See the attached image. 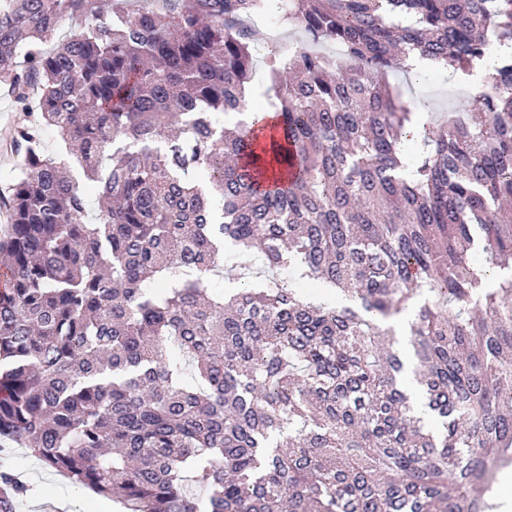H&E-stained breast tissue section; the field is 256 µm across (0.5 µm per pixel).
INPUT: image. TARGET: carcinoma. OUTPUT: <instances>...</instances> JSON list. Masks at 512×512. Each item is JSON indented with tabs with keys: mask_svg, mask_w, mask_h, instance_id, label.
I'll return each instance as SVG.
<instances>
[{
	"mask_svg": "<svg viewBox=\"0 0 512 512\" xmlns=\"http://www.w3.org/2000/svg\"><path fill=\"white\" fill-rule=\"evenodd\" d=\"M269 2L0 0V440L123 512H485L512 462V0H291L304 44L250 123ZM423 62L482 69L438 132L386 80ZM228 245L263 266L226 293ZM410 306L429 429L383 325Z\"/></svg>",
	"mask_w": 512,
	"mask_h": 512,
	"instance_id": "1",
	"label": "carcinoma"
}]
</instances>
